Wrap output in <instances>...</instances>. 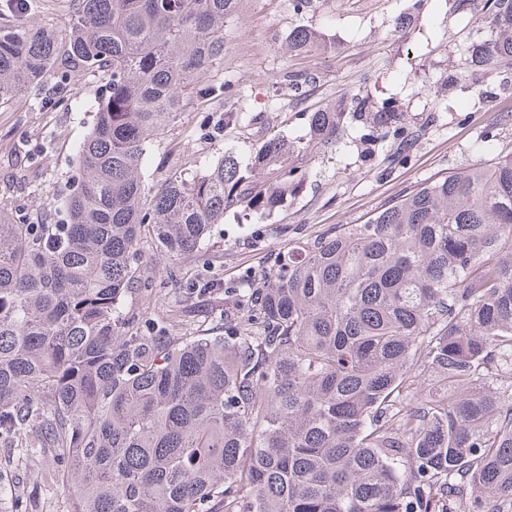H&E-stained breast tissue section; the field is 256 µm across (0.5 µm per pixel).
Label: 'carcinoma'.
<instances>
[{"label":"carcinoma","instance_id":"carcinoma-1","mask_svg":"<svg viewBox=\"0 0 512 512\" xmlns=\"http://www.w3.org/2000/svg\"><path fill=\"white\" fill-rule=\"evenodd\" d=\"M65 37L0 25V106L54 71L101 81L75 146L80 178L61 224L14 223L0 207V443L69 512H512V154L401 196L362 224L278 254L237 293L226 335L175 338L120 309L149 236L160 254H198L237 208L271 218L307 172L295 157L333 151L349 119L372 140L404 136L392 101L352 95L309 117L306 143L227 150L145 191L148 147L203 94L234 85L224 26L242 0H73ZM492 36L468 59L512 64V0H493ZM321 45L288 35L276 83L310 77L290 58ZM429 371L443 395L402 385ZM13 512L28 500L0 481Z\"/></svg>","mask_w":512,"mask_h":512}]
</instances>
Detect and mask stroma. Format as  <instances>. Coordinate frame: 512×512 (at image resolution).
Instances as JSON below:
<instances>
[{
	"instance_id": "stroma-1",
	"label": "stroma",
	"mask_w": 512,
	"mask_h": 512,
	"mask_svg": "<svg viewBox=\"0 0 512 512\" xmlns=\"http://www.w3.org/2000/svg\"><path fill=\"white\" fill-rule=\"evenodd\" d=\"M485 2L424 0L406 31L399 32L395 21L409 0H312L300 15L289 0H243L224 32V78L237 94L225 100L223 110L243 113L242 123L224 128L223 112L209 105L188 108L149 146L147 188H155L168 167L193 174L225 150L246 152L274 133L307 140L311 112L358 92L379 103L396 100L413 139L407 146L397 140L372 143L362 123L352 122L346 144L335 152L304 156L306 183L271 218L213 225L199 257L162 258L152 241L143 240L140 264L164 299L151 302L135 288L123 298V310L157 320L168 309L184 308L182 323L169 327L173 336L233 322L236 289L254 286L269 258L333 227L361 223L425 183L512 153V67L462 64L470 42L490 36L489 29L476 25ZM71 16V0H39L33 11L0 0V21L19 28L35 22L63 35ZM298 26L321 31L333 44L331 50L292 59L295 70L314 78L302 95L275 84L283 43ZM98 88L94 76L74 87L51 75L0 107V206L12 221L61 219L74 146L93 122L92 113L75 111L68 99L77 93L93 101ZM48 466L39 458L26 469L0 470V478L30 497V512H67L62 491L35 478Z\"/></svg>"
}]
</instances>
